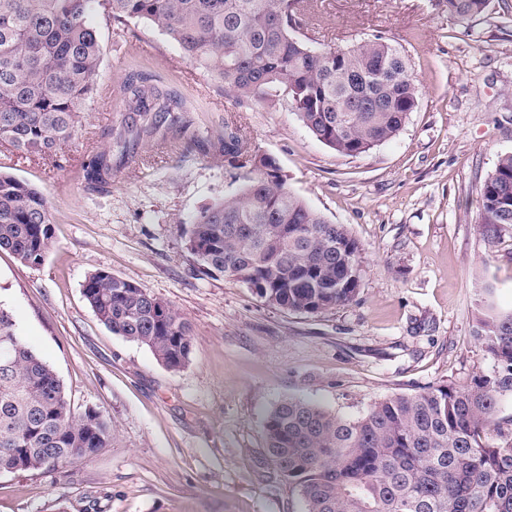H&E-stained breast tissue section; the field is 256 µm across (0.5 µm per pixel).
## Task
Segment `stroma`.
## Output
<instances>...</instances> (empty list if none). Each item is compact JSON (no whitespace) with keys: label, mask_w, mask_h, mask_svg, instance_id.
I'll return each instance as SVG.
<instances>
[{"label":"stroma","mask_w":512,"mask_h":512,"mask_svg":"<svg viewBox=\"0 0 512 512\" xmlns=\"http://www.w3.org/2000/svg\"><path fill=\"white\" fill-rule=\"evenodd\" d=\"M314 43L378 34L406 56L418 105L392 140L345 156L313 137L286 101L237 100L144 21L90 15L102 45L96 91L76 135L52 155L0 144V167L41 190L54 246L41 266L0 251V305L56 371L78 410L112 422V444L56 469L0 475V512H303L265 460L263 423L281 400L345 419L395 393L464 385L488 371L474 303L492 286L512 309V227L476 222L479 189L512 153V0L461 28L430 0H314ZM140 70L189 101L193 126L239 129L288 190L359 245L355 299L315 314L270 306L222 275L198 273L183 230L223 198L224 153L144 137L120 152L113 87ZM106 152L112 183L83 167ZM107 270L173 305L193 328L180 371L115 335L82 294Z\"/></svg>","instance_id":"obj_1"}]
</instances>
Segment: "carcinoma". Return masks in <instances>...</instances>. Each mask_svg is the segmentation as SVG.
<instances>
[{
	"label": "carcinoma",
	"instance_id": "carcinoma-1",
	"mask_svg": "<svg viewBox=\"0 0 512 512\" xmlns=\"http://www.w3.org/2000/svg\"><path fill=\"white\" fill-rule=\"evenodd\" d=\"M100 4L117 23L157 28L236 98L288 100L308 131L343 155L392 140L417 107L407 59L382 36L347 49L301 39L304 0H0L1 145L49 154L72 139L99 75L102 46L89 15ZM488 4L437 0L461 26ZM113 97L125 113L115 129L121 152L163 129L199 142L184 120L186 100L144 74H129ZM224 156L234 169L254 161L236 130L224 132ZM265 166L242 183L231 177L224 198L186 226L199 271L250 283L263 302L288 311L351 302L357 289L336 287L344 279L336 243L357 242L290 192L275 164ZM84 177L93 188L108 184L110 155L93 157ZM477 224L489 240L512 224V153L481 185ZM52 247L43 192L0 170V251L36 267ZM82 293L113 334L146 346L167 369L190 362L191 325L169 303L106 270L86 277ZM474 335L492 367L466 385L395 393L354 420L292 398L268 413V461L298 490L304 512H512V436L497 421L512 398V311L480 296ZM111 445V423L71 407L55 370L0 307V471L71 464L77 448L94 455Z\"/></svg>",
	"mask_w": 512,
	"mask_h": 512
}]
</instances>
